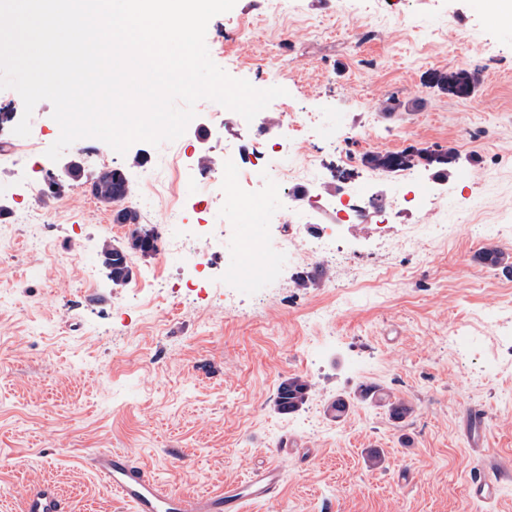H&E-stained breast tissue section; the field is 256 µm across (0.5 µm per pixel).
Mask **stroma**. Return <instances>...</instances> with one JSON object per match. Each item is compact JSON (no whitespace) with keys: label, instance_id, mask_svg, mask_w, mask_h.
<instances>
[{"label":"stroma","instance_id":"1","mask_svg":"<svg viewBox=\"0 0 512 512\" xmlns=\"http://www.w3.org/2000/svg\"><path fill=\"white\" fill-rule=\"evenodd\" d=\"M371 53L387 66L357 75L348 41L315 35L338 24L336 0H236L213 17L206 45L229 75L287 90L293 112L320 117L313 181L358 191L368 167L348 164L335 144L341 130L374 133L409 163L437 178L436 198L404 213L393 229L412 245L382 248L371 237L350 243L351 265H298L281 253L280 278L236 286L233 311L224 290L206 304L172 306L162 285L186 274L172 250L131 263L146 280L118 306L104 254L131 248L106 230L114 208L98 199L82 168L67 195L25 196L14 175L13 129L20 95L0 90V203L15 199L61 224L0 219V512H19L17 488L55 490L69 512H124L87 458L98 448L133 450L158 481L188 495L223 490L251 470L284 468L279 512H512V482L498 499H470L466 485L476 440L512 461V279L475 265L488 247L512 255V235L472 239L471 224L512 225V24L468 0H359ZM469 66L468 93L448 89L453 66ZM218 103L195 106L205 123L153 146L133 144L115 166L137 198L146 230L224 224L209 182L193 169L203 147L238 148L208 122ZM40 101L30 140L42 173L79 163L77 147L59 160L45 151L60 128ZM486 128L467 145L465 131ZM288 153L264 161L250 199L280 207ZM466 330V351L448 348V331ZM131 333L128 351L116 339ZM310 385L296 412L276 406L280 382ZM376 394L361 399V386ZM348 401L332 416L336 398ZM407 415L393 419L389 404Z\"/></svg>","mask_w":512,"mask_h":512}]
</instances>
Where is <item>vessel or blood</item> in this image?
<instances>
[{
    "mask_svg": "<svg viewBox=\"0 0 512 512\" xmlns=\"http://www.w3.org/2000/svg\"><path fill=\"white\" fill-rule=\"evenodd\" d=\"M100 480L133 512H244L250 502H275L284 479L280 465L252 471L223 491L203 496L164 488L135 458L132 451L101 448L90 457ZM512 470L496 459L477 462L468 483L470 497L495 500ZM23 512H67L65 501L51 489L25 491Z\"/></svg>",
    "mask_w": 512,
    "mask_h": 512,
    "instance_id": "vessel-or-blood-1",
    "label": "vessel or blood"
}]
</instances>
